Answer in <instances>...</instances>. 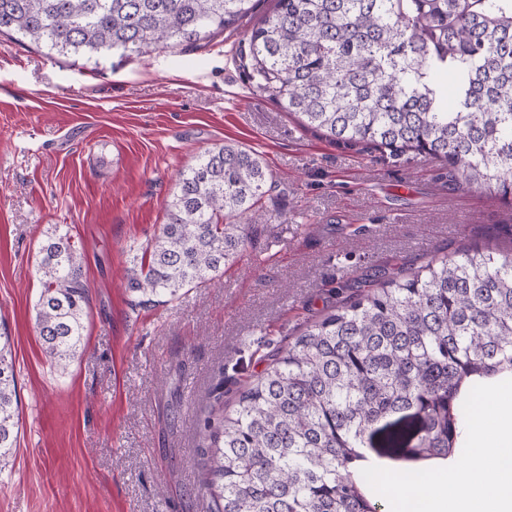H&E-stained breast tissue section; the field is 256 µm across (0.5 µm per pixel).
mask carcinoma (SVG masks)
<instances>
[{
	"instance_id": "carcinoma-1",
	"label": "carcinoma",
	"mask_w": 512,
	"mask_h": 512,
	"mask_svg": "<svg viewBox=\"0 0 512 512\" xmlns=\"http://www.w3.org/2000/svg\"><path fill=\"white\" fill-rule=\"evenodd\" d=\"M0 0V35L49 54L201 48L250 26L239 59L256 89L337 145L420 155L460 184L512 197V0ZM271 173L261 156L217 144L179 172L166 224L141 247L131 290L168 303L201 288L247 244ZM35 323L61 368L84 348L88 284L68 232L40 243ZM512 375V257L465 250L325 314L270 355L224 412V382L200 429L199 491L214 512H386L362 476L376 458L447 460L467 436L470 390ZM19 427L11 336L0 332V474ZM416 434L413 446L407 435Z\"/></svg>"
}]
</instances>
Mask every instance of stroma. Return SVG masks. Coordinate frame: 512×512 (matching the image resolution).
Wrapping results in <instances>:
<instances>
[{
    "mask_svg": "<svg viewBox=\"0 0 512 512\" xmlns=\"http://www.w3.org/2000/svg\"><path fill=\"white\" fill-rule=\"evenodd\" d=\"M236 31L197 49L92 64L0 35V321L19 404L0 512H211L200 423L307 325L436 255L512 254V206L440 163L303 130L240 66ZM224 141L274 175L253 239L207 288L166 304L128 288L179 172ZM69 231L88 284L85 347L66 369L35 327L38 245Z\"/></svg>",
    "mask_w": 512,
    "mask_h": 512,
    "instance_id": "1",
    "label": "stroma"
}]
</instances>
